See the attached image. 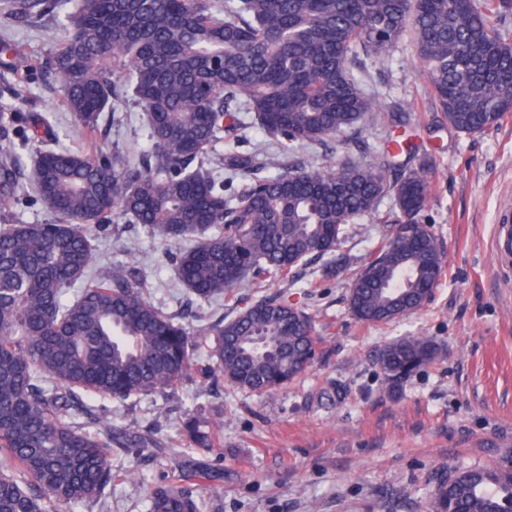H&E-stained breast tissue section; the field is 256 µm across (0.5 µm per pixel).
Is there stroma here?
<instances>
[{
    "label": "stroma",
    "mask_w": 512,
    "mask_h": 512,
    "mask_svg": "<svg viewBox=\"0 0 512 512\" xmlns=\"http://www.w3.org/2000/svg\"><path fill=\"white\" fill-rule=\"evenodd\" d=\"M67 35L59 18L28 26L0 18V40L19 43L32 59ZM359 77L368 94L407 100L402 126H389L386 113L377 112L363 131L287 151L248 128L236 148L261 151L285 168L376 166L384 141L414 136L433 171L426 223L445 256L430 300L388 324L358 322L349 311L347 277H327L325 260L313 259L204 303L178 284L165 260L168 242L146 225L122 222L95 233L94 269L136 265L156 306L184 325L197 330L200 315L230 318L242 300L280 295L312 316L317 345L307 372L273 394L194 374L166 394L122 404L96 400L113 427L155 433L169 453L113 449L114 464L134 479L113 486L107 507L72 512H147L146 487L169 473L168 456L178 451L176 435L189 413L222 425L221 453L213 462L224 480L206 487L207 512H427L430 483L440 471L489 464L512 452V264L501 263L492 247L499 212L512 201V115L476 135L443 126L430 109L407 35L389 57L367 59ZM58 87L56 77L42 71L22 81L0 66V111L14 119L24 175L34 166V151L22 137L28 113L47 114L66 130V148L88 147L70 134L72 116ZM115 145L132 155L145 148L142 109H119L96 142L105 151ZM386 235V225L363 219L347 225L341 251L352 265L362 264ZM414 334L432 339L442 358L388 391L378 354L384 344Z\"/></svg>",
    "instance_id": "obj_1"
}]
</instances>
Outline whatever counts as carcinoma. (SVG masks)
Instances as JSON below:
<instances>
[{
  "instance_id": "cac0c4a2",
  "label": "carcinoma",
  "mask_w": 512,
  "mask_h": 512,
  "mask_svg": "<svg viewBox=\"0 0 512 512\" xmlns=\"http://www.w3.org/2000/svg\"><path fill=\"white\" fill-rule=\"evenodd\" d=\"M6 0L12 23L63 16L69 36L30 61L16 43L0 54L43 69L61 85L77 135L92 140L113 103L147 115V147L132 159L74 152L49 118L30 112L36 153L34 197L52 215L16 223L26 194L6 118L0 115V512H58L105 505L126 475L112 447L162 448L151 432L126 437L64 421L93 416L85 397L120 402L177 388L196 366L197 337L123 271L94 275L92 232L131 221L176 245L167 253L179 284L211 302L246 279L286 274L332 257L327 275H348L351 315L389 323L419 312L443 273L444 257L424 224L432 168L418 147L391 141L379 166H308L269 172L252 153L218 151L252 127L289 150L363 129L378 99L364 92L363 58L387 56L406 30L433 111L468 135L512 113V40L492 23L512 0ZM246 181L224 187L218 169ZM395 171L389 178L386 171ZM393 194L395 208L379 207ZM370 217L388 239L353 268L335 258L345 227ZM190 242L187 247L178 243ZM314 321L281 298L262 297L200 330L201 374L249 392L270 393L302 375L316 354ZM440 349L406 336L380 351L389 389L435 363ZM219 429L190 417L171 475L147 488L149 512H206L192 491L219 476L210 463ZM429 512H512V461L443 472Z\"/></svg>"
}]
</instances>
